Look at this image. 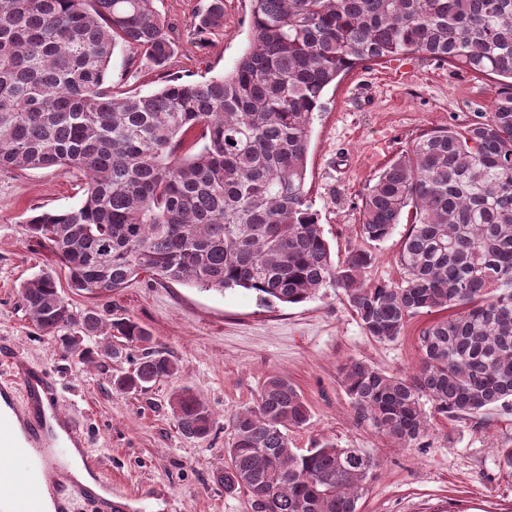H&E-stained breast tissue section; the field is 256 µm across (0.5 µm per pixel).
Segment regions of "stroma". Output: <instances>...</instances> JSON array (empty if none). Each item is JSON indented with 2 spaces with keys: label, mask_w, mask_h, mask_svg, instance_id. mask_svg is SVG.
<instances>
[{
  "label": "stroma",
  "mask_w": 512,
  "mask_h": 512,
  "mask_svg": "<svg viewBox=\"0 0 512 512\" xmlns=\"http://www.w3.org/2000/svg\"><path fill=\"white\" fill-rule=\"evenodd\" d=\"M209 0H155L157 10L181 35L171 73L197 81L230 72L252 40L250 0H224V25L205 48L186 39ZM130 48H117L107 83L120 91L153 92L162 82L144 67L128 72ZM401 82L386 62L355 67L323 96L315 113L307 156L306 188L334 260L354 248L370 251L368 283L402 282L399 262L405 225L384 240H367L361 229V197L379 174L361 157L385 140L391 162L425 131L464 126L489 116L501 88L497 77L476 76L447 64L411 59ZM87 189L77 169L0 170V374L12 357L46 370L59 383L63 413L86 433L112 496L133 512H251L245 493L228 494L216 480L231 438L230 420L253 406L265 379L288 376L300 389L310 419L290 430V446L303 453L326 440L358 448L378 468L358 502V512H512V475L498 467L497 451L512 448V410L496 407L476 418L430 419L422 447L401 449L356 420L340 384L339 369L351 358L379 370L410 375L420 363L418 336L436 321L433 313L411 318L393 341L366 336L341 289L323 288L295 305L261 303L242 288L222 292L192 284L160 282L142 274L127 287L98 296L71 288L54 254L31 237L28 219L43 211L77 206ZM53 273L75 312H96L103 323L130 318L147 329L152 346L176 361L175 375L137 392L115 386L131 373L140 349L122 340L115 358L98 356V338L86 340L87 357L62 349L42 335L20 297L21 284ZM188 387L214 413L207 440L178 429L170 394Z\"/></svg>",
  "instance_id": "obj_1"
}]
</instances>
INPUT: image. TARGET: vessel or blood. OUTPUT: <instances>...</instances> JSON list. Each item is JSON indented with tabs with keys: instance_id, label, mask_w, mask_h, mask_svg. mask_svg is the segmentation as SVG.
Returning a JSON list of instances; mask_svg holds the SVG:
<instances>
[{
	"instance_id": "vessel-or-blood-1",
	"label": "vessel or blood",
	"mask_w": 512,
	"mask_h": 512,
	"mask_svg": "<svg viewBox=\"0 0 512 512\" xmlns=\"http://www.w3.org/2000/svg\"><path fill=\"white\" fill-rule=\"evenodd\" d=\"M11 382L0 384V494L11 512H72L82 500L90 512H112L111 485L85 446L80 424L60 411L61 392L44 370L13 362ZM24 469H16L15 461ZM79 467L98 489L67 479ZM53 481L52 498L43 495L44 481Z\"/></svg>"
}]
</instances>
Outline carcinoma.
Masks as SVG:
<instances>
[{"label": "carcinoma", "instance_id": "carcinoma-1", "mask_svg": "<svg viewBox=\"0 0 512 512\" xmlns=\"http://www.w3.org/2000/svg\"><path fill=\"white\" fill-rule=\"evenodd\" d=\"M253 33L231 72L204 81L167 73L176 49L154 0H0V170L77 168V206L27 221L70 287L112 292L137 275L235 287L262 303L299 304L340 288L365 334L393 341L422 312L420 365L386 374L352 358L341 384L358 420L402 448L421 446L427 415L476 418L512 403V0H251ZM224 25L210 0L194 35ZM143 51L166 75L147 94L105 86L116 48ZM422 57L506 79L483 121L422 133L362 198V232L387 238L403 216L400 284L368 285L373 255L334 262L305 190L313 114L326 89L360 64ZM35 326L70 349L101 331L44 272L21 285ZM110 335L150 341L127 319ZM148 350L116 382L132 391L172 376ZM181 433L208 437L213 413L190 388L171 396ZM309 407L288 377L265 380L234 415L217 481L248 492L251 512H357L378 463L325 442L305 454L288 431Z\"/></svg>", "mask_w": 512, "mask_h": 512}]
</instances>
